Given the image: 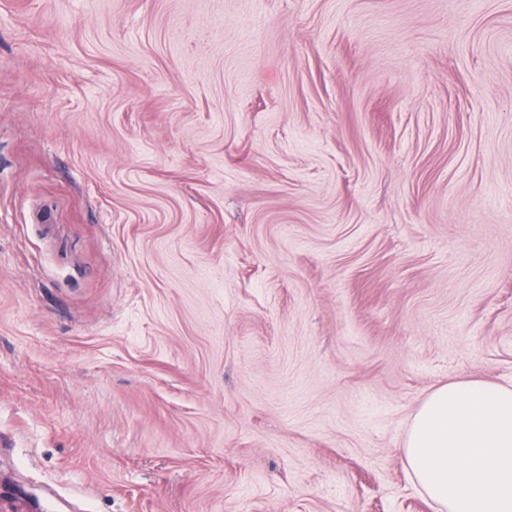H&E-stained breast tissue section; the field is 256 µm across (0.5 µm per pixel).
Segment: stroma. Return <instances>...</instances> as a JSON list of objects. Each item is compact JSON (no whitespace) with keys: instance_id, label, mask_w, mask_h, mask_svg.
I'll list each match as a JSON object with an SVG mask.
<instances>
[{"instance_id":"1","label":"stroma","mask_w":512,"mask_h":512,"mask_svg":"<svg viewBox=\"0 0 512 512\" xmlns=\"http://www.w3.org/2000/svg\"><path fill=\"white\" fill-rule=\"evenodd\" d=\"M512 382V0H0V512H433L408 420Z\"/></svg>"}]
</instances>
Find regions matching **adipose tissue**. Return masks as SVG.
Listing matches in <instances>:
<instances>
[{
	"instance_id": "ef3b65f1",
	"label": "adipose tissue",
	"mask_w": 512,
	"mask_h": 512,
	"mask_svg": "<svg viewBox=\"0 0 512 512\" xmlns=\"http://www.w3.org/2000/svg\"><path fill=\"white\" fill-rule=\"evenodd\" d=\"M403 464L436 512H512V384L434 389L409 420Z\"/></svg>"
}]
</instances>
